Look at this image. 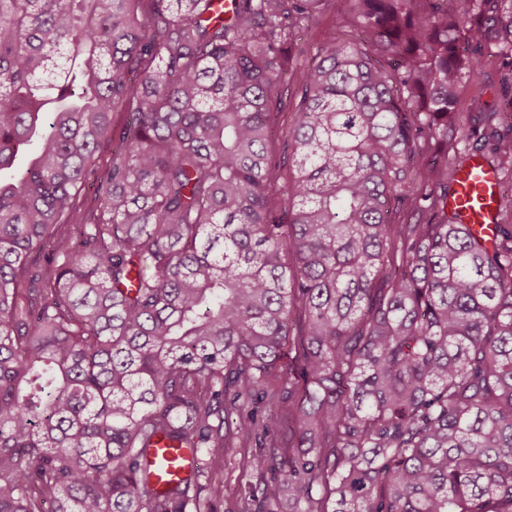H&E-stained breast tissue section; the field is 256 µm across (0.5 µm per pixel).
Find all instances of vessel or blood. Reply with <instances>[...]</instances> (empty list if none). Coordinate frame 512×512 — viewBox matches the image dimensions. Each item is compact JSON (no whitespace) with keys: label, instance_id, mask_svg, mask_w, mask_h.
I'll return each instance as SVG.
<instances>
[{"label":"vessel or blood","instance_id":"obj_1","mask_svg":"<svg viewBox=\"0 0 512 512\" xmlns=\"http://www.w3.org/2000/svg\"><path fill=\"white\" fill-rule=\"evenodd\" d=\"M502 180L498 169L474 157L460 167L448 191L449 215L469 225L478 240L488 247L497 237ZM151 459L157 468L154 485L160 490L169 482L188 476L199 465L197 452L167 441L152 449Z\"/></svg>","mask_w":512,"mask_h":512}]
</instances>
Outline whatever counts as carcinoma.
I'll use <instances>...</instances> for the list:
<instances>
[{"label":"carcinoma","instance_id":"obj_1","mask_svg":"<svg viewBox=\"0 0 512 512\" xmlns=\"http://www.w3.org/2000/svg\"><path fill=\"white\" fill-rule=\"evenodd\" d=\"M329 2L0 0V512H215L147 452L258 423L239 512H512V198L447 211L512 170V87L459 110L512 0H356L292 83ZM503 177L480 157H472L458 170L448 190V215L469 224L486 247H492L499 224V191Z\"/></svg>","mask_w":512,"mask_h":512}]
</instances>
